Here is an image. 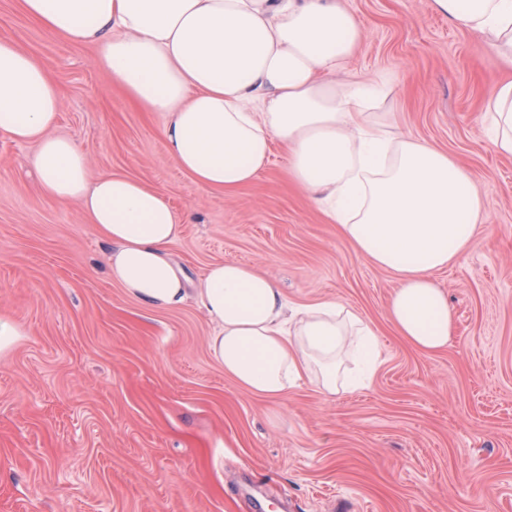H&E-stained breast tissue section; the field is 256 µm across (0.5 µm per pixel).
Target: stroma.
Wrapping results in <instances>:
<instances>
[{
  "instance_id": "stroma-1",
  "label": "stroma",
  "mask_w": 512,
  "mask_h": 512,
  "mask_svg": "<svg viewBox=\"0 0 512 512\" xmlns=\"http://www.w3.org/2000/svg\"><path fill=\"white\" fill-rule=\"evenodd\" d=\"M342 4L365 31L344 79L391 75L400 128L467 167L489 215L434 274L455 329L432 354L395 334L393 275L291 180L280 143L252 183L203 187L94 46L0 0V38L52 76L54 132L81 147L91 175L128 173L189 213L171 256L190 282L215 262L249 265L293 304L359 311L380 342L370 387L327 398L303 379L279 400L245 391L212 357L196 301L129 296L81 206L36 192L33 144L0 133V316L24 331L0 355V512H512V156L485 131L512 67L479 54V35L432 0Z\"/></svg>"
}]
</instances>
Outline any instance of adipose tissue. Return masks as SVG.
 I'll list each match as a JSON object with an SVG mask.
<instances>
[{
  "label": "adipose tissue",
  "instance_id": "adipose-tissue-1",
  "mask_svg": "<svg viewBox=\"0 0 512 512\" xmlns=\"http://www.w3.org/2000/svg\"><path fill=\"white\" fill-rule=\"evenodd\" d=\"M56 38L97 49L114 83L162 122L169 156L199 184L251 183L273 142L288 174L355 249L397 280L386 316L417 350L454 328L435 270L488 220L474 175L399 129L382 73L341 83L364 29L337 0H20ZM477 32L478 50L512 65V0H433ZM60 97L49 72L0 39V132L32 143L39 191L80 203L112 245L109 274L151 307L194 295L214 326L212 356L246 391L277 400L305 376L326 397L369 386L377 334L337 301L296 306L249 266L210 265L187 290L170 257L182 224L164 194L118 171L90 177L85 153L52 135ZM491 142L512 155V79L486 107Z\"/></svg>",
  "mask_w": 512,
  "mask_h": 512
}]
</instances>
